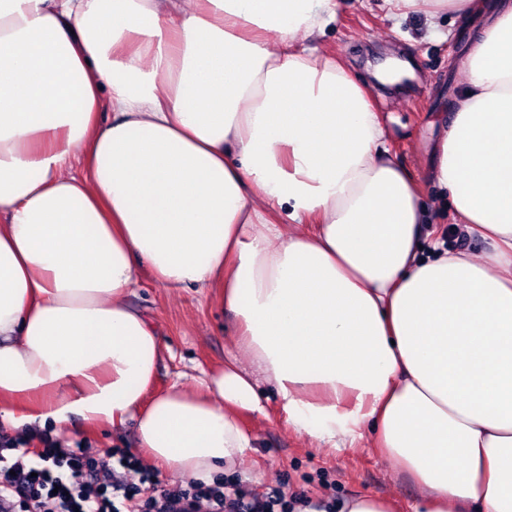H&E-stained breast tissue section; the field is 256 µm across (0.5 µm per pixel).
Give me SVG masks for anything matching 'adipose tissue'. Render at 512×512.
I'll return each mask as SVG.
<instances>
[{
    "instance_id": "obj_1",
    "label": "adipose tissue",
    "mask_w": 512,
    "mask_h": 512,
    "mask_svg": "<svg viewBox=\"0 0 512 512\" xmlns=\"http://www.w3.org/2000/svg\"><path fill=\"white\" fill-rule=\"evenodd\" d=\"M335 0H0V418L133 422L185 480L235 470L273 395L341 448L372 428L423 512H512V9L475 41L430 175L435 241L368 90L308 39ZM84 147L75 155L73 145ZM201 288L234 349L152 393L141 271Z\"/></svg>"
}]
</instances>
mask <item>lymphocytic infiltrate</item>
Instances as JSON below:
<instances>
[{
  "instance_id": "1",
  "label": "lymphocytic infiltrate",
  "mask_w": 512,
  "mask_h": 512,
  "mask_svg": "<svg viewBox=\"0 0 512 512\" xmlns=\"http://www.w3.org/2000/svg\"><path fill=\"white\" fill-rule=\"evenodd\" d=\"M77 449L61 456L54 447L42 449L37 466L17 456L11 467L0 469V502L11 512H329L305 491L284 493L272 488L250 497L235 487L190 481L177 488L155 483L150 471L128 455L86 463ZM130 477L116 479L115 466Z\"/></svg>"
}]
</instances>
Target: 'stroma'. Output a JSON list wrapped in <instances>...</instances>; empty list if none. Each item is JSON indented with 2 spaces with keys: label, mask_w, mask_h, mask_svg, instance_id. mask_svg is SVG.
<instances>
[{
  "label": "stroma",
  "mask_w": 512,
  "mask_h": 512,
  "mask_svg": "<svg viewBox=\"0 0 512 512\" xmlns=\"http://www.w3.org/2000/svg\"><path fill=\"white\" fill-rule=\"evenodd\" d=\"M336 17L318 40L320 49L337 56L350 75L367 84L381 121L387 130V145L396 161L414 176L421 201L429 209L424 232L439 236L447 246L481 254L487 241L460 234V221L450 204L438 198L429 178L430 153L438 128L427 122L432 112H441L458 96L464 79L463 62L475 33L488 26L512 0H482L479 10L466 16L443 11L437 29L427 22V4L402 17L391 14L385 0H336ZM396 57L408 61L415 72L408 89L395 90L378 83V61ZM130 301L159 332L164 353L159 364L156 389L172 383L194 385L202 373L222 366L234 342L235 319L211 303L197 288L175 292L157 286L141 275ZM254 438L235 473L223 481L243 492L260 494L273 487L285 491L305 490L312 498L340 505L368 496L395 501L397 512H413L416 488L401 474L397 462L375 450L371 432L346 448H333L288 425L278 403L268 400L261 414L245 417ZM20 441L27 459L38 464L42 448L61 452L88 448L92 457L120 450L136 455L133 424L118 429H86L80 419L67 425L21 428L0 421V435Z\"/></svg>",
  "instance_id": "obj_1"
}]
</instances>
